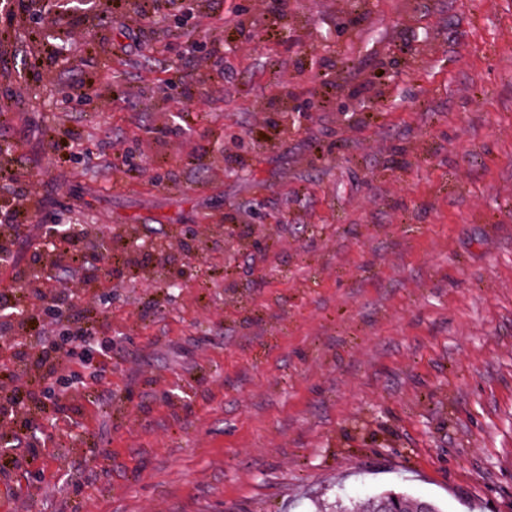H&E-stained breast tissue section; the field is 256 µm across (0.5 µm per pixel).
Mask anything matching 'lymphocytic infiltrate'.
I'll return each instance as SVG.
<instances>
[{
    "label": "lymphocytic infiltrate",
    "instance_id": "obj_1",
    "mask_svg": "<svg viewBox=\"0 0 512 512\" xmlns=\"http://www.w3.org/2000/svg\"><path fill=\"white\" fill-rule=\"evenodd\" d=\"M7 219L0 223V257L10 255L16 241L32 235L31 214L25 197L17 196L5 204ZM72 268L70 281L42 276V269ZM114 269L120 277L134 280L140 275L138 264L120 255H100L89 260L83 236L65 241L49 255H39L35 268L18 270L15 285L0 290V299L23 307L25 320L6 325L7 336L0 341V434L19 435L30 430V405L44 400L62 405L73 399L76 385L82 382L90 360L83 345L99 333L93 284L100 271ZM85 302L89 318L84 327L71 333L65 330L64 308Z\"/></svg>",
    "mask_w": 512,
    "mask_h": 512
}]
</instances>
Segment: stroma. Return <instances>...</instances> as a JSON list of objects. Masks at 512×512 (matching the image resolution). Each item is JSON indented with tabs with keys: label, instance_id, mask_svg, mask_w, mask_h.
Listing matches in <instances>:
<instances>
[{
	"label": "stroma",
	"instance_id": "1",
	"mask_svg": "<svg viewBox=\"0 0 512 512\" xmlns=\"http://www.w3.org/2000/svg\"><path fill=\"white\" fill-rule=\"evenodd\" d=\"M136 2L67 13L39 79L33 21L0 50V200L150 246L99 284V383L0 453V512H512V0H169L130 51ZM396 498L397 505L400 512H420L422 507H426L429 509L428 512H440L439 506L431 501L418 500L416 498H412L409 495L403 492L396 491H383L372 499H368L367 503L360 504L357 501H344V500H336V512H353V511H361V507H367L369 512H385L384 510L387 508L389 502ZM356 509V510H355Z\"/></svg>",
	"mask_w": 512,
	"mask_h": 512
}]
</instances>
